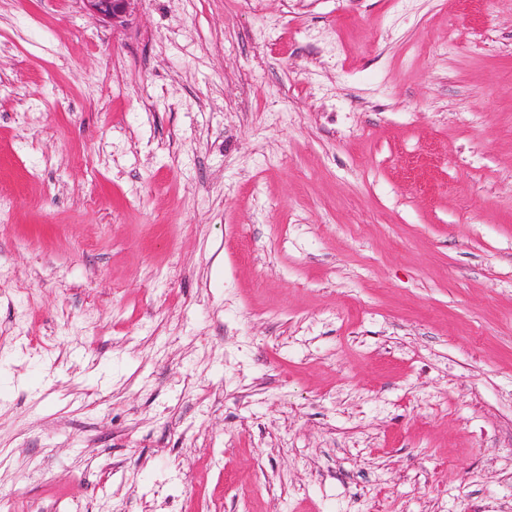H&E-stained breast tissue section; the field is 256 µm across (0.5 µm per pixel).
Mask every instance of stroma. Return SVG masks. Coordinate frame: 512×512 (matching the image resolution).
I'll return each instance as SVG.
<instances>
[{"label":"stroma","instance_id":"obj_1","mask_svg":"<svg viewBox=\"0 0 512 512\" xmlns=\"http://www.w3.org/2000/svg\"><path fill=\"white\" fill-rule=\"evenodd\" d=\"M0 512H512V0H0ZM134 0H82L93 15L112 20V26H122L130 14Z\"/></svg>","mask_w":512,"mask_h":512}]
</instances>
